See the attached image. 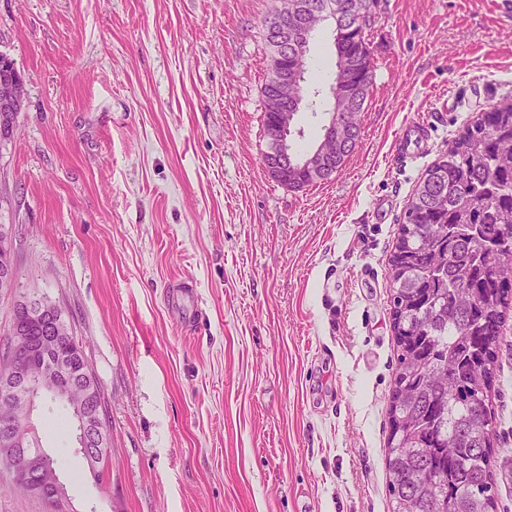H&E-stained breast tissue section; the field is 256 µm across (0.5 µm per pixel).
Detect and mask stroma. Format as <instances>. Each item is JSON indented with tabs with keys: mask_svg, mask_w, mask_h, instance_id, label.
Here are the masks:
<instances>
[{
	"mask_svg": "<svg viewBox=\"0 0 512 512\" xmlns=\"http://www.w3.org/2000/svg\"><path fill=\"white\" fill-rule=\"evenodd\" d=\"M278 0H0L25 81L0 150L17 283L62 306L112 434L98 483L60 407L34 424L74 512H388L397 362L388 258L405 200L464 125L512 94L491 0H379L362 139L301 190L263 166V21ZM312 146L333 36L310 44ZM424 157L392 164L408 121ZM192 290L174 300L173 290ZM497 512H512V309L492 390Z\"/></svg>",
	"mask_w": 512,
	"mask_h": 512,
	"instance_id": "obj_1",
	"label": "stroma"
}]
</instances>
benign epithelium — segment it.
Returning a JSON list of instances; mask_svg holds the SVG:
<instances>
[{"label":"benign epithelium","mask_w":512,"mask_h":512,"mask_svg":"<svg viewBox=\"0 0 512 512\" xmlns=\"http://www.w3.org/2000/svg\"><path fill=\"white\" fill-rule=\"evenodd\" d=\"M352 21V15L344 11V6L335 2L326 9H313L304 16L296 27H288V12L280 10L273 16L274 33L278 34L279 50L291 55L294 65L291 72L285 74L276 84L274 96L278 102L277 111L283 115L294 114L300 108L305 97L300 93V74L304 71L308 52L309 35L330 27L333 35L342 33ZM23 80L14 70L0 72V138L10 140L14 132L12 112L22 100ZM346 104L334 106L328 112L329 118L323 124L322 134L307 157L296 161L288 133V123L279 127L274 149L264 160L267 173L288 185H296L300 179L296 170L307 169L312 172L324 170L336 155L351 148L353 140L350 130L344 127L341 119ZM16 236V226L0 224V253L7 254L3 269L0 270V291L8 293L15 287L10 264L11 246ZM19 308L16 318L42 319L45 322V337L36 342L24 336L16 324L7 326L11 354L6 370L0 374V447L5 449L3 462L15 472V485L28 495L40 497L47 505L48 512H70L69 498L61 483L56 469L47 461V453L31 455L27 453L33 441V430H24L20 421L23 418L33 420L37 408V395L31 390L30 364L36 351L47 353L56 349V364L40 375L44 388L56 393L58 388L72 387L77 378L72 375L74 367L70 356L59 352L58 343L73 335L71 324L66 320L60 305L46 295L28 294L17 301ZM106 428L102 420V410L79 417L78 434L80 436L78 453L84 464L95 468L97 448L101 447Z\"/></svg>","instance_id":"1"}]
</instances>
